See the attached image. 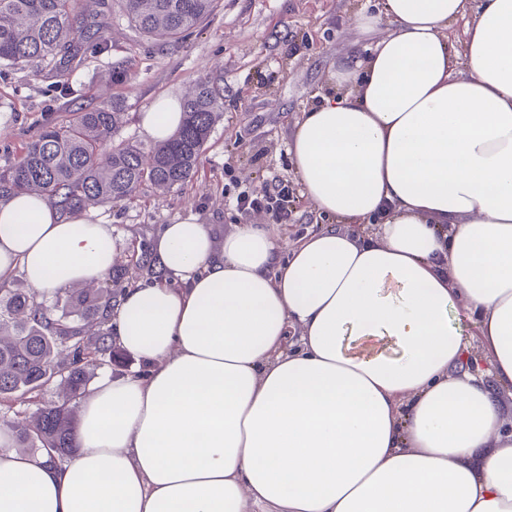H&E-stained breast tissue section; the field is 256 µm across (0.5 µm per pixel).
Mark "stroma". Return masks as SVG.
Segmentation results:
<instances>
[{
    "mask_svg": "<svg viewBox=\"0 0 512 512\" xmlns=\"http://www.w3.org/2000/svg\"><path fill=\"white\" fill-rule=\"evenodd\" d=\"M380 0H219L218 9L180 46L141 37L120 5H113L104 36L111 53L92 55L66 75L31 67L0 68V171L12 166L29 142L52 124L74 120L77 108L92 109L125 99L127 110L115 141L151 146L136 117L157 97L184 96L200 80L222 78L224 114L205 145L198 169L183 188H144L133 202L94 206L93 214L112 226L121 249L116 268L128 286L143 284L134 251L155 249L165 224L185 211L212 225L217 238L235 230L229 202L258 186L260 177L295 179L288 143L303 112L334 92L335 74L346 57L364 56L391 32L378 15ZM376 17L370 28L354 23ZM131 56L126 81H112L115 60ZM68 80L73 93L58 96ZM306 197H299L294 222L275 233L280 254L324 224ZM63 390L49 384L17 393L0 403V416L32 420L39 408L60 400Z\"/></svg>",
    "mask_w": 512,
    "mask_h": 512,
    "instance_id": "1",
    "label": "stroma"
}]
</instances>
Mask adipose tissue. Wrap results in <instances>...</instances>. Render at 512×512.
Segmentation results:
<instances>
[{
	"label": "adipose tissue",
	"mask_w": 512,
	"mask_h": 512,
	"mask_svg": "<svg viewBox=\"0 0 512 512\" xmlns=\"http://www.w3.org/2000/svg\"><path fill=\"white\" fill-rule=\"evenodd\" d=\"M468 6L380 0L392 31L290 140L328 223L288 258L258 224L165 225L169 284L115 308L146 372L93 388L67 459L0 432V512H512V0ZM182 117L168 95L138 120L162 141ZM118 249L91 214L0 200V282H98ZM457 308L489 371L461 372Z\"/></svg>",
	"instance_id": "ef3b65f1"
}]
</instances>
